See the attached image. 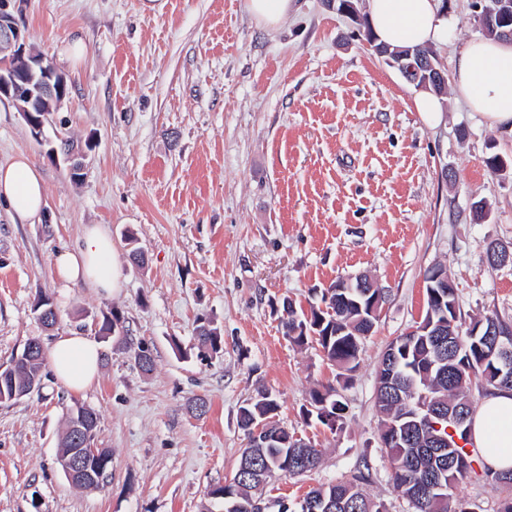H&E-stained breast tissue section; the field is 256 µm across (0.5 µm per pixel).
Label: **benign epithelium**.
Wrapping results in <instances>:
<instances>
[{"label":"benign epithelium","instance_id":"benign-epithelium-1","mask_svg":"<svg viewBox=\"0 0 512 512\" xmlns=\"http://www.w3.org/2000/svg\"><path fill=\"white\" fill-rule=\"evenodd\" d=\"M11 2L0 0V102L6 100L12 103L32 131L39 134L66 97L67 81L52 62L29 48L26 32L10 10ZM498 6L497 16L484 13L478 16V22L483 27H492L497 21L504 25L501 34L512 38V29L505 28L507 24L512 25V0H498ZM405 58V54L395 53L388 61L411 83H416L420 77L431 79L438 85L447 82L444 71L435 66L432 59L420 57L408 65L404 63ZM425 282L431 306L427 320L407 332L412 337L424 336L432 327L440 330L448 325L444 297L448 296V289L454 287L453 282L440 267L427 270ZM410 418L411 425L420 431L439 428L435 422L436 413L427 404H419V410ZM85 425V412L82 411L71 426L79 448L60 459L72 479L81 473H88L85 465L97 455V448L90 439V433L85 431Z\"/></svg>","mask_w":512,"mask_h":512}]
</instances>
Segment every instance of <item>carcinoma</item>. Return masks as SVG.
<instances>
[{
  "label": "carcinoma",
  "instance_id": "carcinoma-1",
  "mask_svg": "<svg viewBox=\"0 0 512 512\" xmlns=\"http://www.w3.org/2000/svg\"><path fill=\"white\" fill-rule=\"evenodd\" d=\"M334 288L322 291L323 308L310 312H297L293 302L286 300L283 309L287 317L282 320L284 335L298 346L315 339L327 358L354 369L365 333L374 328L378 317L370 314L360 318L359 311L339 300ZM448 331L451 335L434 340L417 339L397 348L396 358L386 353L377 367L376 403L384 419L382 426L410 413L426 398L435 410L446 413L459 410L466 415L473 412L472 383L486 390L512 389V349L503 351L483 336V330L493 324L505 332L509 327L495 311L484 314L462 330L460 309L454 290L448 291ZM199 354L216 356L223 351L224 337L219 327L203 321L198 327ZM44 351L38 350L34 358L19 356L14 373H0V402L14 400L33 379L42 380ZM278 404L267 392H259L248 404L240 408L239 423L248 439L238 467L230 482L210 488L206 492L203 512H265L266 504L255 495L274 475H302L315 470L321 460V451L298 441L285 428L277 425L266 437L254 441L252 430L267 417L276 416ZM346 405L338 389L329 386L310 394L307 417L316 419L328 428H334L342 419ZM447 423L434 431L451 442V447L436 454L430 447L432 440L423 434L406 431L411 444L400 443L398 448L387 449L390 480L394 487L412 505L413 512H451L449 499L455 482L471 468L478 457L473 448L459 445L446 432ZM112 464V455L99 450L96 469L92 474L97 482H74V485L93 491L100 487ZM437 470L447 491L427 497L417 493V478L429 468ZM361 475L321 486L309 491L297 506L280 504L279 512H385L384 504L371 498L361 487Z\"/></svg>",
  "mask_w": 512,
  "mask_h": 512
}]
</instances>
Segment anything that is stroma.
Returning <instances> with one entry per match:
<instances>
[{
  "label": "stroma",
  "mask_w": 512,
  "mask_h": 512,
  "mask_svg": "<svg viewBox=\"0 0 512 512\" xmlns=\"http://www.w3.org/2000/svg\"><path fill=\"white\" fill-rule=\"evenodd\" d=\"M31 46L67 79L54 121L34 134L0 102V163L20 152L41 168L46 212L14 223L0 206V366L28 340L72 331L98 341L100 378L69 391L43 368L41 389L0 402V512H201L205 492L232 479L247 440L239 410L258 390L289 432L322 452L309 473L273 478L266 512L313 487L359 473L386 512H412L390 481L380 444L376 371L387 346L426 311L425 272L445 265L461 320L497 311L512 325V133L489 127L447 93L438 126L414 109L416 89L327 0L265 29L246 0H15ZM450 20L434 45L439 67L482 37L472 0H440ZM82 41L71 60L68 47ZM89 146L73 178L65 142ZM486 204L477 217L473 204ZM105 224L124 276L101 297L62 286L53 254L84 225ZM146 256L139 267L131 248ZM371 275L385 292L378 321L347 371L314 342L291 343L282 302L309 309L332 282ZM52 296L57 323L34 305ZM116 310L124 333L102 336ZM224 334L203 359L199 319ZM147 344L154 369L134 360ZM335 386L342 428L302 415L312 390ZM207 399L198 416L190 398ZM98 411L94 443L112 454L100 489L69 483L57 461L70 410ZM506 489L481 469L459 478L453 512H498Z\"/></svg>",
  "instance_id": "stroma-1"
}]
</instances>
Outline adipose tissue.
<instances>
[{
  "label": "adipose tissue",
  "instance_id": "1",
  "mask_svg": "<svg viewBox=\"0 0 512 512\" xmlns=\"http://www.w3.org/2000/svg\"><path fill=\"white\" fill-rule=\"evenodd\" d=\"M368 23L379 43L390 47L431 46L445 35L449 19L438 0H369ZM454 92L489 125L512 130V42L492 37L471 40L455 60ZM0 202L15 221L41 220L46 205L45 182L39 167L24 154L0 164ZM57 278L81 282L112 295L122 287V274L107 226L85 225L78 244L55 254ZM48 356L56 378L80 393L98 378L101 348L82 332L58 337ZM470 443L495 472L512 470V390L486 399L466 423Z\"/></svg>",
  "mask_w": 512,
  "mask_h": 512
}]
</instances>
